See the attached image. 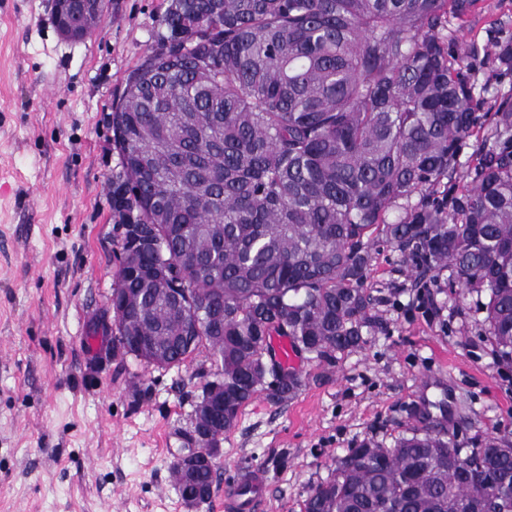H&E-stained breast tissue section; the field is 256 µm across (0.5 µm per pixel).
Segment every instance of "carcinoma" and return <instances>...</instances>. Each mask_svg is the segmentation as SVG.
Wrapping results in <instances>:
<instances>
[{
    "label": "carcinoma",
    "mask_w": 512,
    "mask_h": 512,
    "mask_svg": "<svg viewBox=\"0 0 512 512\" xmlns=\"http://www.w3.org/2000/svg\"><path fill=\"white\" fill-rule=\"evenodd\" d=\"M475 0H170L160 51L112 110L117 287L112 343H167L163 368L215 365L200 401L224 389L231 430L258 394L302 386L264 360L270 337L333 365L383 330L366 285L374 247L398 251L428 288L476 295L484 336L512 368V96L485 107L472 73L512 75V39L475 51L443 34ZM485 132L456 188L463 148ZM146 233L156 246L126 256ZM204 257L212 273L182 276ZM180 289L181 310L152 277ZM224 312L217 323L212 313ZM303 512H512V438L460 448L413 427L387 448L365 438L313 487Z\"/></svg>",
    "instance_id": "carcinoma-1"
}]
</instances>
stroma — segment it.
I'll return each mask as SVG.
<instances>
[{"instance_id":"stroma-1","label":"stroma","mask_w":512,"mask_h":512,"mask_svg":"<svg viewBox=\"0 0 512 512\" xmlns=\"http://www.w3.org/2000/svg\"><path fill=\"white\" fill-rule=\"evenodd\" d=\"M168 0H108L97 29L59 35L52 0H0V512H188L171 473L186 446L199 362L158 369L112 348L116 286L110 114L154 45ZM449 33L487 54L512 38V0H476ZM381 248L367 284L386 331L300 389L258 395L222 442L211 502L265 473L258 512H302L309 487L366 437L416 425L459 447L512 433V370L480 334L473 297L423 290Z\"/></svg>"}]
</instances>
